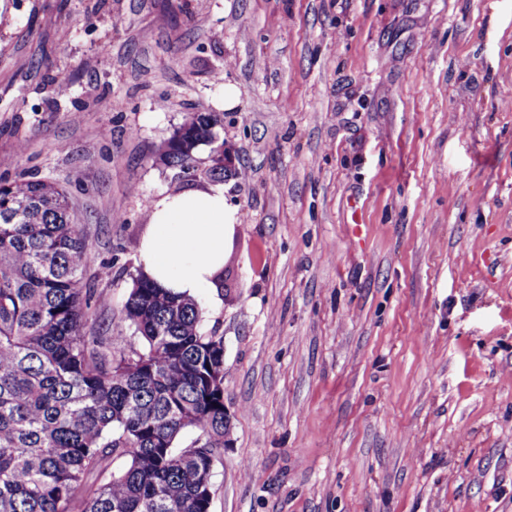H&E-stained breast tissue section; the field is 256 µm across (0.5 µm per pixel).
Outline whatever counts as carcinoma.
<instances>
[{
    "mask_svg": "<svg viewBox=\"0 0 512 512\" xmlns=\"http://www.w3.org/2000/svg\"><path fill=\"white\" fill-rule=\"evenodd\" d=\"M216 112H195L159 155L173 173L224 180ZM89 244L66 190L0 182V512H210L224 448V337L191 298L138 276L124 304L125 350L83 282ZM194 429L192 446L176 450ZM122 459L117 470L112 462Z\"/></svg>",
    "mask_w": 512,
    "mask_h": 512,
    "instance_id": "carcinoma-1",
    "label": "carcinoma"
}]
</instances>
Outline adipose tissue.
Returning a JSON list of instances; mask_svg holds the SVG:
<instances>
[{
  "label": "adipose tissue",
  "instance_id": "1",
  "mask_svg": "<svg viewBox=\"0 0 512 512\" xmlns=\"http://www.w3.org/2000/svg\"><path fill=\"white\" fill-rule=\"evenodd\" d=\"M241 221L223 189L164 194L139 241L141 273L163 291L195 300L212 298L215 278L224 269L225 235Z\"/></svg>",
  "mask_w": 512,
  "mask_h": 512
}]
</instances>
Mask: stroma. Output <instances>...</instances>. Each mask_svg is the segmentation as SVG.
Listing matches in <instances>:
<instances>
[{
	"label": "stroma",
	"mask_w": 512,
	"mask_h": 512,
	"mask_svg": "<svg viewBox=\"0 0 512 512\" xmlns=\"http://www.w3.org/2000/svg\"><path fill=\"white\" fill-rule=\"evenodd\" d=\"M227 82L211 512H512V0H0V179L66 187L113 352ZM223 126L221 116L216 112H195L180 126L166 142L159 155L160 162L167 170L173 172V178L180 170H198L196 151L201 145L210 146V153L216 154L212 159L213 164L204 170L202 174L211 181H224V178L232 177L234 157L227 146L219 150L224 143L220 140L217 128ZM224 157V165L223 157Z\"/></svg>",
	"instance_id": "stroma-1"
}]
</instances>
